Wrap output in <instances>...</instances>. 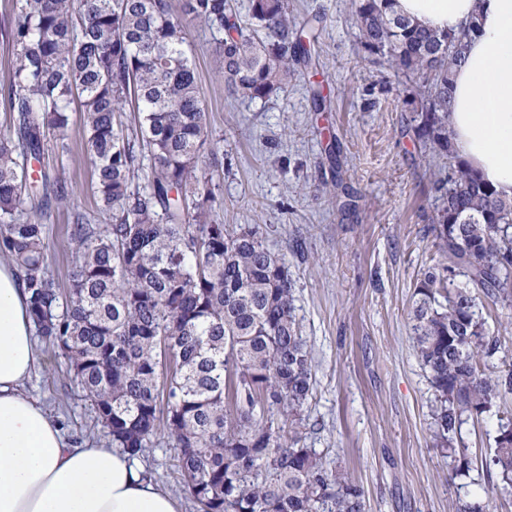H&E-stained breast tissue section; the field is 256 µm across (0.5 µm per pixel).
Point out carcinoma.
<instances>
[{
  "label": "carcinoma",
  "instance_id": "obj_1",
  "mask_svg": "<svg viewBox=\"0 0 512 512\" xmlns=\"http://www.w3.org/2000/svg\"><path fill=\"white\" fill-rule=\"evenodd\" d=\"M5 38L15 54L3 98L13 134L0 135V258L17 267L37 335L69 366L112 447L136 456L166 430L181 483L198 512H365L361 487L308 447L302 412L313 357L297 320L295 283L260 227L228 228L201 173L207 112L183 20L205 27L228 92L264 99L294 65L312 62L288 0H13ZM362 49L428 85L415 136L455 160L431 190L442 263L420 280L414 350L434 390L432 437L455 477L472 469L463 424L512 393L480 297L512 302V199L479 178L448 131L454 69L476 21L438 33L397 15L392 0H359ZM131 111L135 132L123 120ZM79 114L94 194L112 223L73 215L74 266L61 290L45 261L41 218L67 200L40 162L47 135ZM466 287H450L454 277ZM496 480L448 512H490L512 491V418L499 419L484 459Z\"/></svg>",
  "mask_w": 512,
  "mask_h": 512
}]
</instances>
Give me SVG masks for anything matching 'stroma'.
<instances>
[{"mask_svg":"<svg viewBox=\"0 0 512 512\" xmlns=\"http://www.w3.org/2000/svg\"><path fill=\"white\" fill-rule=\"evenodd\" d=\"M357 0H288L297 23L316 20L315 68L296 66L285 89L264 100L231 97L212 57L211 36L187 25L208 113L202 167L217 184L220 223L259 225L266 247L283 255L295 281L296 316L312 348L314 385L304 413L307 443L329 468L348 471L366 512H448L450 501L480 496L481 467L450 478L432 438L433 391L413 346L410 310L428 266L439 259L429 221L432 180L444 165L413 131L412 82L395 77L384 55L358 45ZM327 99L316 111L311 81ZM68 151L49 145L42 162L62 173L67 204L47 215L46 259L60 287L73 264V212L112 221L91 188L85 133L67 131ZM339 149L334 174L330 149ZM499 350L488 372L512 362V307L480 309ZM39 366L24 384L77 443L105 446L89 402L70 386L68 367L39 342ZM512 417V394L492 416L467 422L465 444L484 458L499 418ZM147 477L171 492L181 512L197 507L178 481L165 432L136 457Z\"/></svg>","mask_w":512,"mask_h":512,"instance_id":"stroma-1","label":"stroma"}]
</instances>
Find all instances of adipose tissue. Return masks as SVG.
<instances>
[{"label": "adipose tissue", "mask_w": 512, "mask_h": 512, "mask_svg": "<svg viewBox=\"0 0 512 512\" xmlns=\"http://www.w3.org/2000/svg\"><path fill=\"white\" fill-rule=\"evenodd\" d=\"M394 10L443 32L477 22L453 73L448 130L461 158L512 198V0H395ZM37 363L29 294L0 263V512H179L128 453L66 435L24 389Z\"/></svg>", "instance_id": "adipose-tissue-1"}]
</instances>
